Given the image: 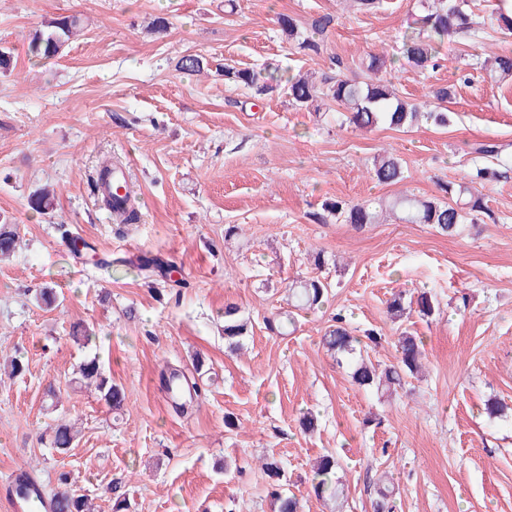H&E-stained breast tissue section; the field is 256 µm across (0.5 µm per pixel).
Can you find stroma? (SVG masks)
<instances>
[{
  "mask_svg": "<svg viewBox=\"0 0 512 512\" xmlns=\"http://www.w3.org/2000/svg\"><path fill=\"white\" fill-rule=\"evenodd\" d=\"M472 2L484 43L456 36L438 67L391 71L414 103L454 85L450 125L360 132L335 111L293 106L286 89L255 96L225 81L224 68L319 76L337 56L348 75H362L367 54L399 56L422 0H382L371 13L349 0H0V48L15 63L0 75V222L20 236L0 261V361L27 364L0 379V512H12L5 484L28 470L49 496L69 472L97 512H112L114 484L127 512H275L260 469L268 458L303 512H373L388 481L394 512H512V417L484 413L490 399L512 408V77L472 68L476 55L508 44L492 20L497 0ZM74 13L85 28L63 56L29 55V33ZM282 14L303 28L334 16L320 55L291 48ZM157 16L169 18L167 34L148 30ZM185 55L204 58V71H176ZM484 141L501 145L507 175L484 182L486 214L455 236L391 218L361 230L315 218L328 198L440 196L441 185L468 183L484 165L471 149ZM385 150L406 168L402 183L371 177ZM109 156L126 167L138 223L112 221L94 194ZM47 184L55 205L39 214L27 200ZM233 224L238 235L226 236ZM319 249L318 268L309 256ZM301 277L328 284L324 306L302 315L294 334L270 335L266 317L287 309ZM44 288L55 307L38 301ZM420 288L436 294L439 316L391 321L392 294ZM228 300L250 319L234 356L222 333ZM338 313L380 336L367 349L376 364L394 362L400 332L421 337L422 374L392 395L356 386L322 346ZM79 322L91 345L73 341ZM94 356L125 390L120 412L70 384ZM198 357L208 373L175 412L160 372H191ZM51 385L60 392L53 409L44 403ZM308 411L318 418L311 433L299 424ZM228 414L237 428H225ZM59 419L80 430L65 454L49 444ZM326 453L340 460L343 493L322 500L312 465Z\"/></svg>",
  "mask_w": 512,
  "mask_h": 512,
  "instance_id": "stroma-1",
  "label": "stroma"
}]
</instances>
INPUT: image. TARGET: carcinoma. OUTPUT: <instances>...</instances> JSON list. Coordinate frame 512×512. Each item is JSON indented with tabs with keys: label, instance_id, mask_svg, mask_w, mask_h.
<instances>
[{
	"label": "carcinoma",
	"instance_id": "obj_1",
	"mask_svg": "<svg viewBox=\"0 0 512 512\" xmlns=\"http://www.w3.org/2000/svg\"><path fill=\"white\" fill-rule=\"evenodd\" d=\"M467 0H433L431 6L413 18L412 32L403 42L402 58L417 70L436 67L438 47L449 37L469 34L473 37L481 33L480 23L475 21L472 13L466 9ZM335 19L330 15H322L312 20L310 34L303 36L299 24L290 15L278 17V25L282 36L295 49L309 55L320 53L318 37L330 28ZM81 17L77 15H59L51 19L46 29L37 30L30 35L28 52L40 59H53L63 55L72 36L81 28ZM480 66L489 68L492 73L501 76H512V49L504 48L492 56L491 61H483ZM204 68L202 58L187 55L180 58L176 70L182 73L199 72ZM224 79L237 86L253 90L258 95H265L279 88L262 73L249 68L224 67ZM288 97L299 106L318 112L324 106L336 105L343 122L359 131H368L379 125L390 129H407L422 120L436 126L445 127L450 122L451 113L446 104L454 98L453 86L442 84L430 91L433 103L422 105L411 103L401 98L391 81L375 79L358 81L346 76H321L310 79L302 75L288 78ZM372 176L381 184H397L407 179L404 167L398 157L385 151L374 157ZM448 200L418 199L411 195H401L388 204L393 213H401L412 223L432 224L443 235L452 236L457 226L476 219L485 212L484 197L475 188L466 190L468 198L457 197L453 185L441 187ZM54 193L44 188L29 199L31 209L43 213L53 208ZM322 209L328 216L350 224L360 230L367 224L377 223L378 215L367 203L348 204L338 199H326ZM18 233L10 225H0V256H8L14 252ZM327 293V285L319 280L309 279L293 288L292 307L301 309L314 308L321 304ZM437 300L429 291H420L416 296L405 300V294L398 293L386 302V313L393 319L415 311L422 318L434 315ZM292 313L279 312L266 319V328L273 334L283 335L288 327L294 325ZM249 321L242 314L239 304L228 302L224 305V345L230 354L237 353L242 341L248 333ZM323 344L336 361L351 363V378L355 384L364 388H385L394 390L402 385L405 376L417 374L423 367L425 357L423 341L417 336L406 332L398 336L395 343L396 363L378 370L371 360L364 356H356L363 350L362 340L352 335L344 316L336 315V324L332 325L323 337ZM72 383L86 388L92 387L102 399L116 412L120 410L126 399L125 391L112 383L106 376L97 358L85 360L79 367L77 377ZM164 389L171 393L175 408L184 407L182 398L186 392L185 376L170 371L162 375ZM76 440L74 428L60 423L52 429L51 448L62 454L67 452ZM340 467L339 461L331 454L320 457L314 470L312 489L314 495L323 499L337 494L331 476ZM262 471L271 480L272 496L275 500L276 512H302L300 499L293 493L280 489L278 481L281 477V466L276 461L262 463ZM58 490L52 495V512H93V503L88 496L73 489L67 473L58 476Z\"/></svg>",
	"mask_w": 512,
	"mask_h": 512
}]
</instances>
